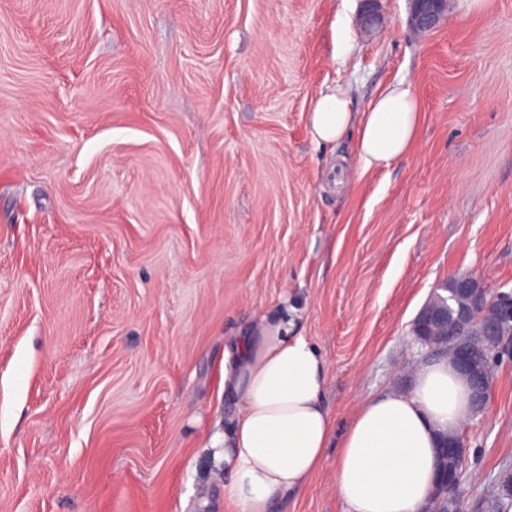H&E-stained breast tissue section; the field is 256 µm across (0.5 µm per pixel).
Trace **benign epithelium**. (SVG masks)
<instances>
[{
    "label": "benign epithelium",
    "instance_id": "benign-epithelium-1",
    "mask_svg": "<svg viewBox=\"0 0 512 512\" xmlns=\"http://www.w3.org/2000/svg\"><path fill=\"white\" fill-rule=\"evenodd\" d=\"M361 24L370 28L379 20V0H363ZM409 26L418 34L437 29L448 11V0H409ZM454 287H443L423 305L411 324L412 345L425 358L435 352L452 357L459 370L471 381L473 407L485 405L483 392L491 352L512 340V291L484 287L472 273L452 276ZM464 445L460 437L447 439L442 448L443 482L439 497L453 503L460 500L459 479Z\"/></svg>",
    "mask_w": 512,
    "mask_h": 512
}]
</instances>
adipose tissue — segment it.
Wrapping results in <instances>:
<instances>
[{
	"mask_svg": "<svg viewBox=\"0 0 512 512\" xmlns=\"http://www.w3.org/2000/svg\"><path fill=\"white\" fill-rule=\"evenodd\" d=\"M409 86L385 87L365 111L345 91L320 94L311 114L316 143L356 128L363 170L387 168L406 154L419 127ZM328 364L303 336L262 324L224 349V393L235 412L224 435V512H279L302 491L338 442L335 490L345 512H423L433 494L441 436L468 421L471 390L451 359L422 364L409 391L364 401L344 432L325 405Z\"/></svg>",
	"mask_w": 512,
	"mask_h": 512,
	"instance_id": "adipose-tissue-1",
	"label": "adipose tissue"
}]
</instances>
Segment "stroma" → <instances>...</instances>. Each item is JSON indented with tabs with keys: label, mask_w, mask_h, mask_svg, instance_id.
<instances>
[{
	"label": "stroma",
	"mask_w": 512,
	"mask_h": 512,
	"mask_svg": "<svg viewBox=\"0 0 512 512\" xmlns=\"http://www.w3.org/2000/svg\"><path fill=\"white\" fill-rule=\"evenodd\" d=\"M0 0V512H224V345L286 320L344 430L410 383V326L512 289V0ZM421 105L362 172L321 92ZM459 436L462 512L512 477V353ZM335 449L284 512H345ZM409 26L418 34H426L437 29L443 22L447 11V0H409Z\"/></svg>",
	"instance_id": "obj_1"
}]
</instances>
